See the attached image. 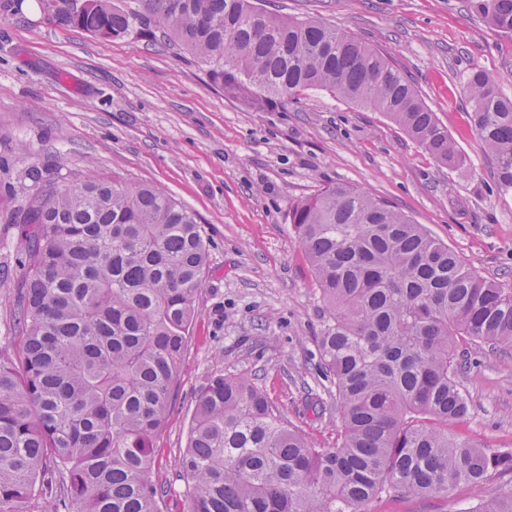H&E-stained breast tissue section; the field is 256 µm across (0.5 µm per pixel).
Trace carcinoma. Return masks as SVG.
Returning a JSON list of instances; mask_svg holds the SVG:
<instances>
[{
  "label": "carcinoma",
  "instance_id": "carcinoma-1",
  "mask_svg": "<svg viewBox=\"0 0 512 512\" xmlns=\"http://www.w3.org/2000/svg\"><path fill=\"white\" fill-rule=\"evenodd\" d=\"M512 34V0H469ZM47 21L104 39L163 40L208 82L259 107L328 90L384 113L438 163L465 165L413 82L381 52L252 0H53ZM470 122L512 194V96L467 80ZM21 351L0 350V512L37 490L53 512H159L154 440L205 283L196 214L165 191L88 177L24 197ZM289 222L327 314L319 372L336 392V446L317 448L253 378L200 390L179 459L187 512H361L380 495L447 496L512 472L511 450L457 440L470 402L454 337L512 355V288L465 266L390 202L343 183L294 202ZM473 512H512V486Z\"/></svg>",
  "mask_w": 512,
  "mask_h": 512
}]
</instances>
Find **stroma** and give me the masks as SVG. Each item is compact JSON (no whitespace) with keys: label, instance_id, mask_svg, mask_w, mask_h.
Listing matches in <instances>:
<instances>
[{"label":"stroma","instance_id":"stroma-1","mask_svg":"<svg viewBox=\"0 0 512 512\" xmlns=\"http://www.w3.org/2000/svg\"><path fill=\"white\" fill-rule=\"evenodd\" d=\"M262 9L342 29L402 67L466 165L438 164L384 113L325 90L259 110L208 85L193 57L142 38L104 40L48 23L38 0H0V348L19 349V206L26 164L40 189L94 174L153 185L194 211L208 240L206 285L154 441V476L170 493L161 512H186L178 460L201 388L248 375L307 439L335 446L339 419L318 370L325 322L290 206L347 182L390 201L448 244L464 264L512 288V196H497L493 161L469 120L466 78L482 70L512 96V37L467 0H262ZM471 405L454 432L512 448V356L457 339ZM512 485L498 473L447 497H382L363 512H472Z\"/></svg>","mask_w":512,"mask_h":512}]
</instances>
